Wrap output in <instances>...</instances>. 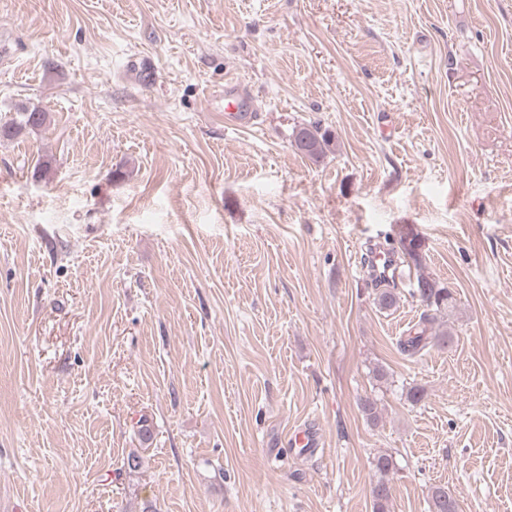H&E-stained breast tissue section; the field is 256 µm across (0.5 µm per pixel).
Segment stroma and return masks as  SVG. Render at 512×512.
I'll return each mask as SVG.
<instances>
[{"label": "stroma", "instance_id": "35a3bbf8", "mask_svg": "<svg viewBox=\"0 0 512 512\" xmlns=\"http://www.w3.org/2000/svg\"><path fill=\"white\" fill-rule=\"evenodd\" d=\"M1 45L47 120L0 139V512H371L381 451L391 512H512V0H0ZM405 231L456 298L415 358L361 259ZM254 105L249 96L229 84L224 90V118L234 127L249 126L253 121ZM294 144L303 156L318 163L330 150L331 138L327 131L322 132L319 126L311 124L302 126L296 131ZM376 481L372 487V512H390L391 480L397 470L392 454L380 452L372 461Z\"/></svg>", "mask_w": 512, "mask_h": 512}]
</instances>
